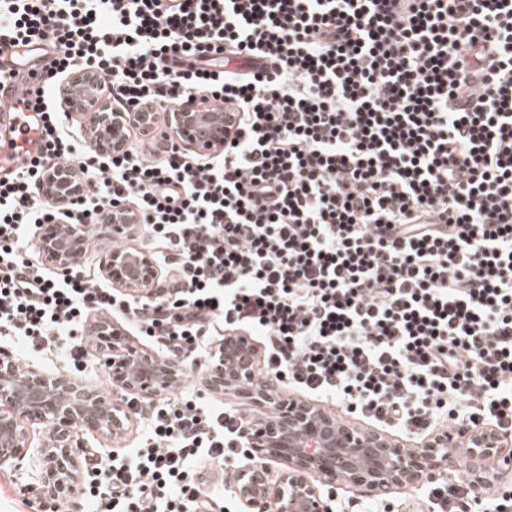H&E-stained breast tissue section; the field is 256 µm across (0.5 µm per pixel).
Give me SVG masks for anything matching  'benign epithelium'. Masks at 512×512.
Wrapping results in <instances>:
<instances>
[{
    "mask_svg": "<svg viewBox=\"0 0 512 512\" xmlns=\"http://www.w3.org/2000/svg\"><path fill=\"white\" fill-rule=\"evenodd\" d=\"M93 86L89 73H72L60 86V99L66 108L94 110L85 136L97 153L112 156L123 151L126 143L113 131L128 122L153 128L154 113L113 112L101 98L85 94ZM166 127L199 153L224 147V125L198 112H168ZM82 189L80 173L70 167L47 171L42 182L43 193L59 206ZM40 236L41 256L55 268L68 266L88 243L81 225L49 224ZM160 273L146 251L134 255L111 249L102 264V275L112 287L137 297L152 290ZM257 357L256 347L240 350L226 340L219 354H210L204 379L208 390L217 395L244 393L266 409L247 435L257 462L238 470L235 477V493L244 512H334L331 499L322 494L324 486L365 488L383 496L423 485L446 472L459 455L469 460L467 479L478 490L486 460L503 456L512 463L511 455H502L503 449L512 446V438L491 428L451 436L436 433L411 448L371 427L340 425L317 404L285 397L272 385L253 380ZM107 367L113 385L148 398L166 396L183 378L179 362L137 360L115 343ZM32 425L43 428L37 444L29 432ZM131 425L123 400H111L100 389L64 372L45 373L0 350V462L27 461L50 497L72 496L80 488L82 435L122 440ZM268 460L284 464L274 481L268 477Z\"/></svg>",
    "mask_w": 512,
    "mask_h": 512,
    "instance_id": "1",
    "label": "benign epithelium"
}]
</instances>
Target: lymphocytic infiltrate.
Returning <instances> with one entry per match:
<instances>
[{"label": "lymphocytic infiltrate", "mask_w": 512, "mask_h": 512, "mask_svg": "<svg viewBox=\"0 0 512 512\" xmlns=\"http://www.w3.org/2000/svg\"><path fill=\"white\" fill-rule=\"evenodd\" d=\"M46 71L43 149L0 170V336L84 365L73 332L106 313L156 338L187 376L215 336L263 347L258 373L389 431L512 432V0H0V44ZM84 70L116 112L202 102L223 149L131 125L123 153L77 142L58 103ZM76 167L82 194L41 189ZM167 275L153 296L48 266L43 225L96 237L113 208ZM150 432L102 465L97 512H198L197 465L238 458L232 406L133 401ZM497 482L430 480L434 512ZM82 189L80 173L70 167H55L47 171L42 182L43 193L59 206L68 204Z\"/></svg>", "instance_id": "lymphocytic-infiltrate-1"}]
</instances>
